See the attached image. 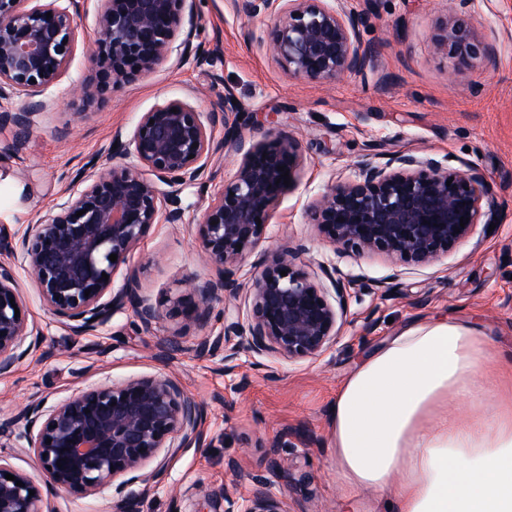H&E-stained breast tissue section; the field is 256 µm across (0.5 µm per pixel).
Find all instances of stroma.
I'll list each match as a JSON object with an SVG mask.
<instances>
[{
	"instance_id": "stroma-1",
	"label": "stroma",
	"mask_w": 512,
	"mask_h": 512,
	"mask_svg": "<svg viewBox=\"0 0 512 512\" xmlns=\"http://www.w3.org/2000/svg\"><path fill=\"white\" fill-rule=\"evenodd\" d=\"M357 7L365 14L361 38L372 48L366 74L325 83L293 77L270 51L276 16L247 18L234 14L226 0H196L199 39L214 48L209 62L173 57L87 101L72 92L99 79L88 51L97 4L87 0L75 51L56 84L41 94L25 138L0 126V232L19 236L52 219L56 202L88 162L111 166L115 137L129 136L145 112L166 100L187 99L208 113L232 88L255 139L270 132L292 136L304 157L297 186L281 197L241 278L273 254L300 245L298 263L308 272L334 268L360 284L347 301L335 345L318 359L244 354L228 368L222 355L196 353L204 336L244 317L250 306L242 293L215 302L209 324L183 314L195 300L186 281L215 274L201 255L197 226L210 197L236 171L230 151L217 154L203 179L181 193L183 223L151 225L112 279L117 289L136 275L140 295L162 314L151 328H136L127 308L97 332L71 336L47 311L29 274L18 271L28 319L42 328L52 353L33 349L0 377V412L33 401L51 406L89 386L158 373L177 380L202 405L211 448L171 461L148 512H199L205 499L226 491L238 500L258 478L271 480L290 512H386L372 493L349 502L341 496L328 419L342 380L414 319L478 323L488 339L512 353V0H477L471 8V23L495 39L497 55L465 69L432 45L441 21L460 14V0H358ZM372 144L387 155H431L455 170L478 165L503 206L500 224L492 232L476 226L448 255L424 267L335 251L309 208L336 180L353 175ZM376 281L389 283V292L370 291ZM276 443L288 465L279 477L269 469ZM6 455L57 512H106L112 502L109 486L93 497L52 491L31 449L10 448Z\"/></svg>"
}]
</instances>
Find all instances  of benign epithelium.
Segmentation results:
<instances>
[{
  "instance_id": "benign-epithelium-1",
  "label": "benign epithelium",
  "mask_w": 512,
  "mask_h": 512,
  "mask_svg": "<svg viewBox=\"0 0 512 512\" xmlns=\"http://www.w3.org/2000/svg\"><path fill=\"white\" fill-rule=\"evenodd\" d=\"M81 2L0 0L1 100L20 92L38 95L55 83L75 46ZM99 2L90 55L107 82L149 72L173 53L182 62L205 61L206 51L196 42L194 0ZM227 2L239 16L281 17L272 52L294 77L328 82L363 74L370 64L372 51L360 38L352 0ZM433 47L462 67L497 54L495 41L458 16L439 24ZM234 99L233 90L224 88L218 108L205 117L185 100L156 105L144 113L127 141L117 143V153L132 156L136 164L81 174L57 204L51 222L35 225L17 240L0 234V253L12 259L0 261V376L21 358L24 342L37 345L41 336L29 324L17 266L30 272L49 313L73 336L98 331L127 305L138 328L148 329L160 319L158 309L139 294L135 279L114 291L112 281L102 275H113L125 263L151 225L183 222L181 192L202 180L208 164L225 148L239 156L238 168L213 196L198 225L201 251L218 277L191 283L197 301L190 316L205 324L213 302L243 290L251 304L245 318L205 337L196 352H222L226 363L243 353L264 352L301 361L316 360L336 344L338 319L356 281H334L331 294L295 264L297 252L288 249L272 256L248 281L238 277L264 238L281 196L297 182L302 155L296 139L278 135L256 140L244 134L238 121L224 141L216 142L214 128L227 124L229 115L246 111ZM31 116L3 109L0 123L13 126L21 136ZM381 157L370 154L353 177L331 185L312 203L311 219L334 248L427 266L477 225L487 229L500 223V204L490 197L486 174L478 166L452 171L427 156L394 154L377 162ZM280 166L289 171L288 186L282 183ZM83 209L86 213L76 216ZM112 254L117 261L109 259ZM283 270L287 275H281ZM2 436L25 441L57 491L89 496L117 482L112 512H144L169 461L210 444L200 404L163 374L93 386L48 408L32 403L0 418ZM7 474L16 480L5 479ZM224 501L225 512H288L265 479L256 480L242 500L226 496ZM0 512H53L35 482L1 458Z\"/></svg>"
}]
</instances>
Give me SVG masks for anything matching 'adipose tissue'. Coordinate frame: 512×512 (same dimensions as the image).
<instances>
[{
  "label": "adipose tissue",
  "mask_w": 512,
  "mask_h": 512,
  "mask_svg": "<svg viewBox=\"0 0 512 512\" xmlns=\"http://www.w3.org/2000/svg\"><path fill=\"white\" fill-rule=\"evenodd\" d=\"M329 431L344 500L512 512V374L470 323H406L341 383Z\"/></svg>",
  "instance_id": "adipose-tissue-1"
}]
</instances>
